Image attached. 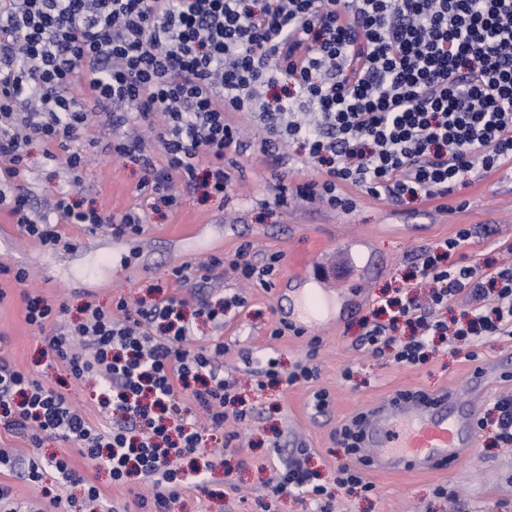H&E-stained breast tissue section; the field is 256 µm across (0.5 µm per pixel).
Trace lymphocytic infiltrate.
Returning <instances> with one entry per match:
<instances>
[{
	"label": "lymphocytic infiltrate",
	"mask_w": 512,
	"mask_h": 512,
	"mask_svg": "<svg viewBox=\"0 0 512 512\" xmlns=\"http://www.w3.org/2000/svg\"><path fill=\"white\" fill-rule=\"evenodd\" d=\"M80 85L82 98L69 95ZM105 107L112 154L141 169L137 197L170 208L183 193L227 191L242 144L237 116L258 119L261 150L272 157L274 183L266 205H286L288 144H298L318 179L297 197L342 212L348 187L394 202L443 198L468 186L472 171L490 173L512 160V0H0V210L47 249L61 237L51 218L115 237L141 235L144 213L115 217L84 207L75 188L93 146L87 102ZM68 183L42 205L21 182L32 141ZM163 154L165 168L155 156ZM472 235L460 227L416 256L414 279L424 296L401 288L387 322L362 318L361 345L417 367L433 338L479 347L512 336V246L501 261L462 262L454 255ZM280 253L256 255L251 243L233 254L175 267L176 282L210 288L218 269L269 288ZM462 319L449 323L448 305ZM26 322L42 336L45 355L67 361L74 379L93 380L101 413L95 426L65 393L45 388L0 357V425L30 443L68 442L113 484L131 476L150 483L154 502L174 505L187 473L185 458L223 433L247 425L250 410L232 405L236 385L220 363L223 344L194 346L197 325L184 299L125 298L111 307L85 303L78 324L62 309L26 297ZM189 390L206 420L189 421L176 388ZM336 442L354 465L336 468V482L372 492L359 470L367 456L358 422L337 429ZM298 450L267 485L274 494L307 496L311 512H327L329 494ZM64 485L81 486L89 506L100 489L62 456L29 459L17 469L0 450V468L20 470L40 485L46 468Z\"/></svg>",
	"instance_id": "1"
}]
</instances>
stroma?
I'll list each match as a JSON object with an SVG mask.
<instances>
[{"mask_svg":"<svg viewBox=\"0 0 512 512\" xmlns=\"http://www.w3.org/2000/svg\"><path fill=\"white\" fill-rule=\"evenodd\" d=\"M102 122L97 114L90 119L88 134L98 139L99 147L82 171L81 199L119 217L139 204L135 187L140 167L130 159L113 157ZM242 134L247 148L235 156L242 175L235 179L229 198L214 195L202 202L196 195H186L177 209L152 213L143 234L126 239L62 221L56 230L64 245L53 252L20 233L0 240V254L9 256L10 266H23L30 272L22 285L0 280V289L6 293L0 301V356L30 372L44 387L53 389L59 381H67L73 404L88 421L101 422L94 381H73L64 361L42 362L44 343L25 320V294L65 304V318L70 322L79 321L84 302L108 307L121 296L131 303L178 296L192 312L200 297L175 282L173 268L233 253L248 241L257 253H282L273 287L246 288V304L225 313L223 329L200 324L196 343L228 346L224 370L236 378L237 393L251 408L252 419L240 428L228 424V431H239L240 437L228 445L222 462L213 461L212 448L200 449L196 461L202 480L186 484L174 512H303L300 495L268 496L261 491L300 448L308 449L309 465L320 472L334 512H449L447 501L435 494L438 486L446 484L459 495V512H512V446L496 445L493 427L477 432L471 459L449 472L382 475L363 468L364 479L374 486L368 495L357 488L337 486L336 467L348 457L334 440L337 428L369 405L403 390L435 393L457 387L478 366L490 364L495 369L484 389L487 402L512 395L510 337L485 339L473 362L466 360L465 348L442 346L416 368L376 359L358 341L361 319L371 315L385 293L408 282L422 248L443 242L463 224L472 230L469 243L460 250L465 260L496 259L499 245L512 244V161L488 175L472 174L467 187L446 197L443 211L434 199L394 204L357 188L350 191L355 206L348 212L296 197L272 209L263 204L273 174L260 150L264 131L249 121ZM46 150L40 142L27 149V184L41 198L54 194L62 180L47 163ZM320 240L334 251L360 252L366 271L357 284L332 294L327 322L308 326L298 337L288 334L271 339L270 330L280 322L302 319L297 298L309 281L291 277L290 270L298 257L313 259ZM312 345L317 348L314 363L319 368L315 382L256 386L253 371L265 355L278 356L288 369ZM347 369L352 372L348 380L342 376ZM319 390L328 394V405L321 412L315 410L313 398ZM0 448L10 449L23 462L54 453L68 455L75 471L95 477L108 510H155L148 486L136 481L113 485L107 471L92 468L67 442L49 440L37 447L23 434L0 428ZM0 483L11 487L18 505L33 504L40 512H54L50 500L55 496L68 499L70 512L80 508L79 487L60 485L51 475L39 487L1 473Z\"/></svg>","mask_w":512,"mask_h":512,"instance_id":"stroma-1","label":"stroma"}]
</instances>
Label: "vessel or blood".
Segmentation results:
<instances>
[{
    "instance_id": "vessel-or-blood-1",
    "label": "vessel or blood",
    "mask_w": 512,
    "mask_h": 512,
    "mask_svg": "<svg viewBox=\"0 0 512 512\" xmlns=\"http://www.w3.org/2000/svg\"><path fill=\"white\" fill-rule=\"evenodd\" d=\"M358 267L348 251L324 255L309 274L322 292H331L353 279ZM487 380L480 369L461 387L436 395L391 397L366 408L359 430L364 447L370 448L374 470L383 473L444 470L466 461L474 448V425ZM468 402H461V394Z\"/></svg>"
}]
</instances>
